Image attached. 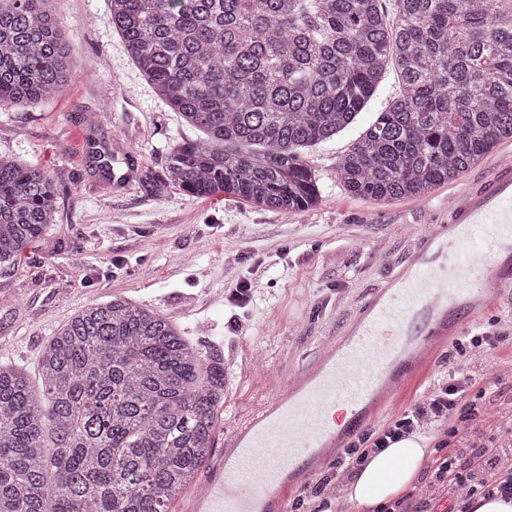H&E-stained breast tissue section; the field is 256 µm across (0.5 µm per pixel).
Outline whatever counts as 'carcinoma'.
I'll list each match as a JSON object with an SVG mask.
<instances>
[{
	"label": "carcinoma",
	"instance_id": "carcinoma-1",
	"mask_svg": "<svg viewBox=\"0 0 512 512\" xmlns=\"http://www.w3.org/2000/svg\"><path fill=\"white\" fill-rule=\"evenodd\" d=\"M46 0H0V107L52 99L76 59ZM182 139L141 189L218 193L283 213L321 201L302 150L350 127L389 63L400 94L336 164L356 197L424 198L512 141V0H110ZM89 160L112 176V153ZM52 174L0 154V269L55 222ZM42 386L0 365V512H169L214 445L224 360L144 304L77 310Z\"/></svg>",
	"mask_w": 512,
	"mask_h": 512
}]
</instances>
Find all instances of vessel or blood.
<instances>
[{
	"mask_svg": "<svg viewBox=\"0 0 512 512\" xmlns=\"http://www.w3.org/2000/svg\"><path fill=\"white\" fill-rule=\"evenodd\" d=\"M512 289V162L452 195L441 231L418 235L400 269L361 303L303 374L224 436L217 481L184 512H288V494L356 436L385 385L414 380V352L473 322Z\"/></svg>",
	"mask_w": 512,
	"mask_h": 512,
	"instance_id": "vessel-or-blood-1",
	"label": "vessel or blood"
}]
</instances>
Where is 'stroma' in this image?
<instances>
[{
  "label": "stroma",
  "mask_w": 512,
  "mask_h": 512,
  "mask_svg": "<svg viewBox=\"0 0 512 512\" xmlns=\"http://www.w3.org/2000/svg\"><path fill=\"white\" fill-rule=\"evenodd\" d=\"M78 62L67 89L37 104L0 108V153L49 170L58 189L57 213L40 250L15 270H0V364L37 378L44 347L88 304L122 297L156 309L204 355L224 360L227 386L217 410L213 457L235 421L310 364L321 342L338 336L362 300L385 285L418 234L448 214L451 186L423 199L376 202L351 196L336 163L363 127L399 92L388 74L359 126L304 150L321 189L320 203L283 214L219 194L207 199L171 188L141 191L129 166L161 167L184 128L156 97L112 26L107 0H49ZM106 142L118 156L115 176L103 178L88 160V142ZM262 273H254V265ZM251 279L245 307L225 292L235 276ZM495 323L489 354L469 356L490 402L455 422L453 448L496 446L512 427V291L473 326ZM448 340L435 339L409 389L393 392L368 430L388 423L449 368Z\"/></svg>",
  "instance_id": "obj_1"
}]
</instances>
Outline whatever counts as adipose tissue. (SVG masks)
Wrapping results in <instances>:
<instances>
[{"label": "adipose tissue", "instance_id": "ef3b65f1", "mask_svg": "<svg viewBox=\"0 0 512 512\" xmlns=\"http://www.w3.org/2000/svg\"><path fill=\"white\" fill-rule=\"evenodd\" d=\"M429 444V439L411 435L369 457L344 488L343 502L354 504L363 512H377L379 507L400 500L429 465Z\"/></svg>", "mask_w": 512, "mask_h": 512}]
</instances>
